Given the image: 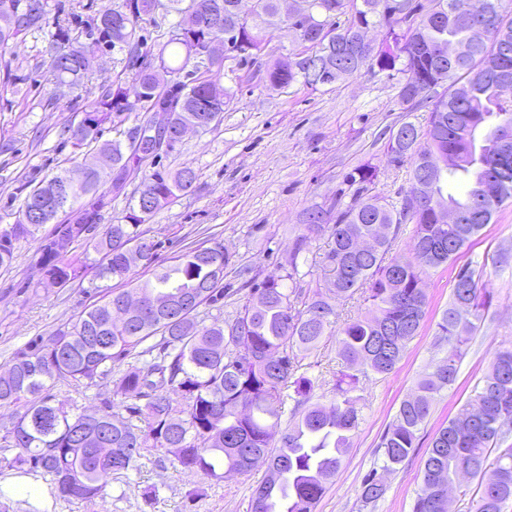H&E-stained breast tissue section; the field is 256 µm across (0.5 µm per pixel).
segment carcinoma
I'll list each match as a JSON object with an SVG mask.
<instances>
[{"label": "carcinoma", "mask_w": 512, "mask_h": 512, "mask_svg": "<svg viewBox=\"0 0 512 512\" xmlns=\"http://www.w3.org/2000/svg\"><path fill=\"white\" fill-rule=\"evenodd\" d=\"M29 10H21L23 2ZM240 0H167L166 12L177 16L166 42L157 51L146 44L142 24L156 22L153 0H119L87 22L89 41L71 37L82 17L67 13L52 0H0V50L20 42L33 30L52 25L49 67L58 88L76 85L98 54L115 49L129 55L132 82L117 81L84 106L83 117L68 128L76 148L96 145L118 177L83 163V181L68 182L59 173L29 189L18 219L0 231V266L13 259V242L33 234L34 225L54 224L36 248L43 278L58 288L83 281L87 260L69 256L85 245L101 256L95 278L130 284L143 298L121 321L115 310L126 290L108 288L104 301L76 321L18 352L0 372V407H16L11 426L0 436V449L13 452L8 468L42 480L54 501L91 502L118 475L126 476L141 459L168 460L189 474L221 481L267 464V474L253 495L252 512H314L336 475L340 457L351 447L365 398L360 377L390 373L416 335L426 315L422 275L454 259L468 246L505 202L512 201V151L496 148L500 134L512 130V93L502 92L498 75L512 77V20L504 0H293L313 7L315 24L307 27L282 13L283 0H252L250 13ZM286 25L300 49L276 62L267 85L280 90L295 82L320 85L317 61L336 70V80L364 68L405 76L401 103L437 97L426 128L410 122L392 133L390 162H411L409 197L394 209L368 194L375 179L370 166L346 176L355 187L344 207L314 206L304 214L282 274H271L249 288V300L236 314L206 325L199 307L223 314L224 270L230 257L213 241L191 249L163 266L160 243L140 229L181 194L190 191L197 173L185 165L171 173L147 170L140 134L195 125L210 128L221 121L232 95L213 76L233 53L256 59L272 32ZM383 27L386 39L376 46L363 28ZM130 112H140L126 137L102 140V128ZM452 157L443 185H455L438 199L457 210L456 224H439L427 211L408 210L418 191L420 170L435 158ZM141 176V188L119 224L99 230L112 197L122 193L126 178ZM496 180L503 194L494 209H477L482 185ZM413 224L411 255L387 258L395 236H380L379 226ZM328 233L332 247L324 255L332 278L305 292L292 286L299 256L314 235ZM138 267L153 269L141 283ZM360 294L363 316L336 325V309L327 295L351 299ZM480 288L475 270L456 276L452 301L438 323L448 344L446 356L434 361L404 399L379 438L382 470L395 469L417 447V433L429 417L435 395L452 385L470 337L459 330L456 306L469 303L480 318ZM337 329L343 369L336 372L332 396L315 398V381L296 375L299 357L314 351L327 330ZM122 375L110 393H97L92 411L52 403L49 391L58 382L100 387ZM290 393H285V389ZM290 400L289 424L281 426L282 405ZM512 344L499 347L480 391L461 415L439 428L422 468L412 512H448V489L460 475L481 479L474 512H507L512 505ZM386 484L377 472L362 485L364 505L384 497Z\"/></svg>", "instance_id": "cac0c4a2"}]
</instances>
